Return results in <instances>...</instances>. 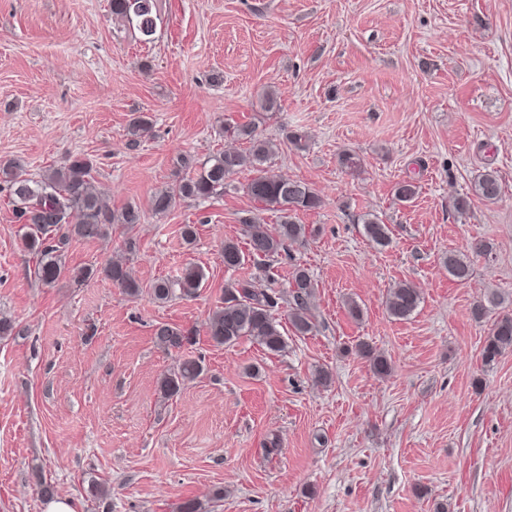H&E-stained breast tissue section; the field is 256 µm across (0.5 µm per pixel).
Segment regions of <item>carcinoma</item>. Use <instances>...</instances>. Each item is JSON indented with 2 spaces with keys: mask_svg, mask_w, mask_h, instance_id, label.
Here are the masks:
<instances>
[{
  "mask_svg": "<svg viewBox=\"0 0 512 512\" xmlns=\"http://www.w3.org/2000/svg\"><path fill=\"white\" fill-rule=\"evenodd\" d=\"M112 20L132 25L144 37L156 30L157 0H111ZM152 129V120L146 115L135 118L126 129L132 143L145 137ZM224 133L236 140H244V150L227 149L196 169V172L156 191L151 198V209L158 215L171 211L181 198H210L224 194V182L232 175L248 170L252 177L245 185V193L261 210L280 213V223L267 229L261 226V217L252 213L240 219L244 225L246 248L233 239L224 241L222 260L224 268L235 271L243 268L246 260L273 261L286 251L287 244L307 238L309 227L293 220L301 210L321 206L319 194L307 183L286 178L273 169L274 144L260 137L256 127L228 126ZM0 181L5 183L18 222L26 228L24 243L37 256L34 274L44 285L51 286L62 277L82 284L100 273L131 298L139 297L143 288L132 275L130 255L135 242L126 243L127 255L109 262L100 269L66 266L65 255L76 239H96L106 236L114 224H123L131 230L141 223L142 213L136 206H127L113 212L97 191L92 176V163L79 155L67 157L64 163L35 180L29 177L26 163L11 159L0 165ZM474 194L492 201L501 194L496 172L487 171L474 183ZM365 236L374 244L385 247L390 242L388 225L377 216L359 217ZM448 274L458 282H466L472 275L469 257L450 252L442 258ZM204 273L196 267L186 268L174 279H161L151 287V294L159 301L174 297L191 298L196 295ZM288 321L297 336L311 334L316 324L309 309L316 284L307 269L296 267L289 281ZM280 295L271 288L257 291L249 279H238L224 286L222 305L212 311L206 322V335L216 346L230 347L242 339L258 343L267 353L279 355L286 351L288 342L281 331V322L275 316ZM422 292L409 284L392 289L385 300L388 315L396 320L409 318L419 307ZM156 344L167 352L180 353L194 343L195 332L177 325L162 323L154 331ZM360 355L369 359L373 372L384 378L391 374L388 360L375 354L366 342L356 345ZM512 350V316L498 319L490 330L483 347L485 364L494 363L505 351ZM203 372L200 362L182 356L160 378L161 396L170 399L184 385Z\"/></svg>",
  "mask_w": 512,
  "mask_h": 512,
  "instance_id": "1",
  "label": "carcinoma"
}]
</instances>
